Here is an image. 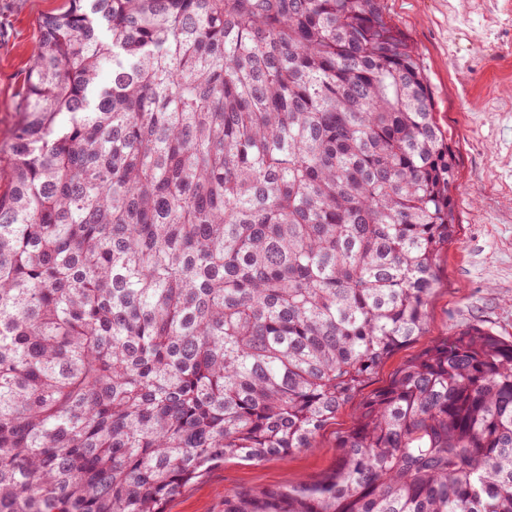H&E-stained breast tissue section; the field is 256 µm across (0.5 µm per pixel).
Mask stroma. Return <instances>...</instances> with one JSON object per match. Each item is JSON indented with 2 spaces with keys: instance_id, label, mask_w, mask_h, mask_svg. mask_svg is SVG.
I'll use <instances>...</instances> for the list:
<instances>
[{
  "instance_id": "stroma-1",
  "label": "stroma",
  "mask_w": 512,
  "mask_h": 512,
  "mask_svg": "<svg viewBox=\"0 0 512 512\" xmlns=\"http://www.w3.org/2000/svg\"><path fill=\"white\" fill-rule=\"evenodd\" d=\"M428 75L434 118L458 160L455 243L439 259L425 336L401 346L318 435L315 447L259 464L226 461L182 489L165 512H224L234 493L312 481L335 468L339 436L366 399L430 341L465 325L512 340V0H385ZM65 0H0V148L26 97L38 21Z\"/></svg>"
}]
</instances>
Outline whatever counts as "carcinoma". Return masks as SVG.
Instances as JSON below:
<instances>
[{
	"label": "carcinoma",
	"instance_id": "carcinoma-1",
	"mask_svg": "<svg viewBox=\"0 0 512 512\" xmlns=\"http://www.w3.org/2000/svg\"><path fill=\"white\" fill-rule=\"evenodd\" d=\"M39 29L0 154V512H164L314 447L424 335L458 235L407 38L382 0H67ZM337 449L224 512H512V341L430 343Z\"/></svg>",
	"mask_w": 512,
	"mask_h": 512
}]
</instances>
